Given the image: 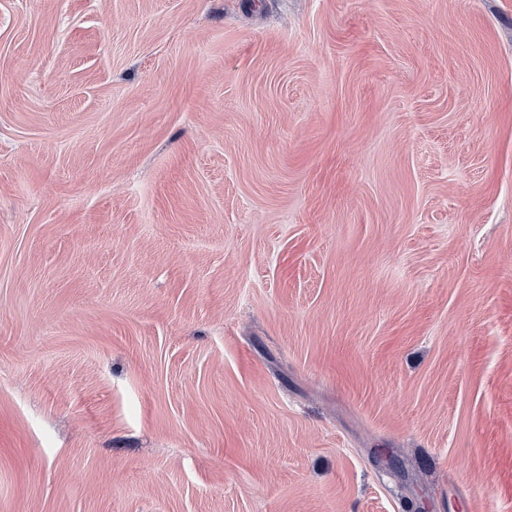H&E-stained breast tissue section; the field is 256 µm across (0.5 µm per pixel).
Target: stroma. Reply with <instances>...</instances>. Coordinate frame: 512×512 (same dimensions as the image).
<instances>
[{
    "label": "stroma",
    "instance_id": "35a3bbf8",
    "mask_svg": "<svg viewBox=\"0 0 512 512\" xmlns=\"http://www.w3.org/2000/svg\"><path fill=\"white\" fill-rule=\"evenodd\" d=\"M0 512H512V0H0Z\"/></svg>",
    "mask_w": 512,
    "mask_h": 512
}]
</instances>
